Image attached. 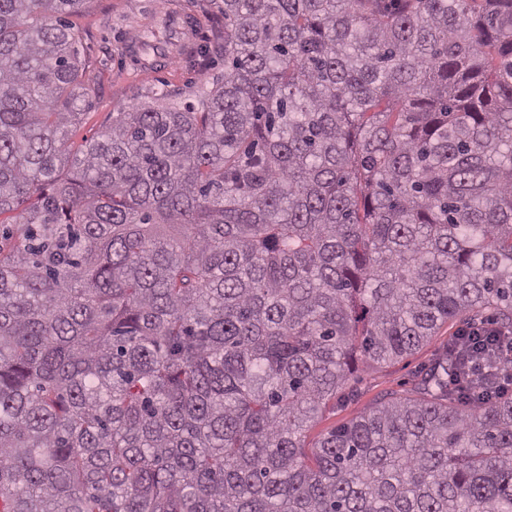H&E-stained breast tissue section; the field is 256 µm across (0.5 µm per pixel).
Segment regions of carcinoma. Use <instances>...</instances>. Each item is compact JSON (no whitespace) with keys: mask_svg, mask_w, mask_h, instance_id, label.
Returning <instances> with one entry per match:
<instances>
[{"mask_svg":"<svg viewBox=\"0 0 512 512\" xmlns=\"http://www.w3.org/2000/svg\"><path fill=\"white\" fill-rule=\"evenodd\" d=\"M85 4L0 0V512H512V0H224L209 97L74 152ZM456 325L448 321L436 335L412 354L385 364H370L357 356L355 368L348 380L320 414L305 438V452L310 453L320 437L334 426L355 419L386 396L415 397L412 389L416 377L435 358L439 349L448 343Z\"/></svg>","mask_w":512,"mask_h":512,"instance_id":"1","label":"carcinoma"}]
</instances>
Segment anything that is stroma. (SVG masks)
Listing matches in <instances>:
<instances>
[{
  "mask_svg": "<svg viewBox=\"0 0 512 512\" xmlns=\"http://www.w3.org/2000/svg\"><path fill=\"white\" fill-rule=\"evenodd\" d=\"M78 83L88 103L72 137L79 146L133 104L199 105L224 74L223 0H88L75 17ZM454 322L412 354L385 363L359 359L311 427L306 448L383 397H408L417 376L455 331Z\"/></svg>",
  "mask_w": 512,
  "mask_h": 512,
  "instance_id": "1",
  "label": "stroma"
}]
</instances>
